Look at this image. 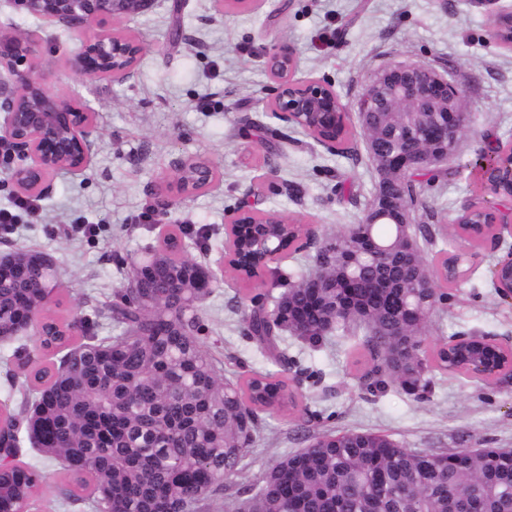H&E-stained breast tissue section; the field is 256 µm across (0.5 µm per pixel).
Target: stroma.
Returning <instances> with one entry per match:
<instances>
[{
  "mask_svg": "<svg viewBox=\"0 0 512 512\" xmlns=\"http://www.w3.org/2000/svg\"><path fill=\"white\" fill-rule=\"evenodd\" d=\"M40 35V75L54 93L74 97L94 114L91 162L80 173L49 178L37 208L0 228V252L37 249L55 260L66 290L58 317L84 316L98 335L112 332L110 308L126 267L162 242V229L191 222L209 232V248L192 249L217 268L224 226L235 210L301 219L318 238L284 256L280 269L312 263L319 238L344 231L365 209L375 177L361 137L328 150L277 118L276 82L265 65L271 45H291L294 77L329 85L356 104L371 75L394 62H420L446 72L464 92L472 123L448 162L456 176L423 187L436 233L484 194L476 160L512 142V51L491 34L482 0H254L251 9L218 13L214 0H158L116 30L137 35L146 52L121 83L85 81L68 65L77 43L68 31L0 7V26ZM209 159L213 187L191 197L159 195L178 160ZM96 227L83 234L84 225ZM503 248L482 247L462 288L436 313L432 337L476 333L512 346V300H503L491 270ZM242 285L221 277L202 314L203 334L225 377L269 369L244 335ZM285 372L297 387L291 416L264 415L260 439L239 482L254 479L278 456L327 431L388 435L416 451L512 448V382H482L441 373L426 400L391 386L367 391L369 353L349 341L318 350L289 341ZM17 463L45 476L36 512H93L63 498L59 460L22 442Z\"/></svg>",
  "mask_w": 512,
  "mask_h": 512,
  "instance_id": "obj_1",
  "label": "stroma"
}]
</instances>
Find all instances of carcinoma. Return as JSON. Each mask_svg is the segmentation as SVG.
<instances>
[{
    "label": "carcinoma",
    "mask_w": 512,
    "mask_h": 512,
    "mask_svg": "<svg viewBox=\"0 0 512 512\" xmlns=\"http://www.w3.org/2000/svg\"><path fill=\"white\" fill-rule=\"evenodd\" d=\"M453 174L438 166L412 172L422 189ZM299 224L270 225L266 244L284 247L301 234ZM394 250L400 274L413 288H393L378 278L380 258L360 249L366 234ZM436 236L420 224H395L363 213L346 231L326 238L310 270L274 274L283 292L273 308L262 294L249 297L247 338L271 361H278L282 332L318 347L333 332L364 331L362 344L374 355L373 385L416 391L437 371L467 373L476 354L497 358L478 340L446 342L427 353L424 341L432 316L447 293L426 272L435 256ZM355 255L357 274L347 288L331 287L340 276L336 250ZM0 269V340L32 333L36 340L62 345L76 328L83 342L49 370L34 373L25 391L21 427L39 452L63 462L75 490L88 492L98 512H203L222 498V512H365L373 499L378 512H451L466 498L476 512H512V450L459 448L451 452L412 451L386 435L363 431L328 432L270 463L253 482L224 496V483L241 472L244 458L260 437L261 415L296 407L297 393L279 372H254L227 379L202 336L204 302L213 293L208 271L187 255L166 247L155 264L132 267L112 304L116 333L99 336L88 321L72 318L55 335L39 336L59 274L43 266L39 252L16 254ZM384 321V333L373 326ZM43 482L35 469L16 463L0 475L7 512H30Z\"/></svg>",
    "instance_id": "obj_1"
}]
</instances>
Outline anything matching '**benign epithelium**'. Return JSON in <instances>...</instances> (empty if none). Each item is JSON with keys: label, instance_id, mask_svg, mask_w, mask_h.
I'll return each instance as SVG.
<instances>
[{"label": "benign epithelium", "instance_id": "1", "mask_svg": "<svg viewBox=\"0 0 512 512\" xmlns=\"http://www.w3.org/2000/svg\"><path fill=\"white\" fill-rule=\"evenodd\" d=\"M15 9L47 23L61 25L76 33L77 51L70 59L71 68L83 79L125 81L136 67L145 47L137 37L114 29L113 24L151 10L157 0H7ZM495 40L505 39L512 47V7H499L491 17ZM34 32L19 34L0 27V69L7 71L9 84L0 83V139L7 140L13 155L24 164L13 171L18 189L30 196L45 190L46 178L66 169L85 170L90 162L92 113L48 89L39 76L37 43ZM267 68L277 78L274 99L276 115L298 124L316 141L336 148V138L325 132L336 128V114L350 126L351 112L369 126L379 112H404L412 117L405 123L397 142L406 152L395 157L384 142L374 136L365 140L366 148L378 161V191L372 195L367 210L392 212L397 224H414L405 197L408 170L417 163L436 165L448 161L453 153L448 145H458L466 130V110L456 85L433 67L397 62L379 70L368 82L356 109L340 99L330 87L314 80L298 81L291 77L296 67V52L290 45L273 44L266 55ZM507 162L488 160L482 164V176L495 187V196L512 199V144L507 146ZM176 178L166 188L182 197H190L213 185L216 169L212 162L182 159L175 165ZM258 222L254 213L241 209L233 213L227 229L228 241L241 224H251L256 233L265 232L267 224ZM361 245L380 255L382 263L395 261L388 248L366 236ZM492 281L499 294L512 298V249L497 262ZM509 367L476 363L469 374L484 380L512 379V348H508Z\"/></svg>", "mask_w": 512, "mask_h": 512}]
</instances>
